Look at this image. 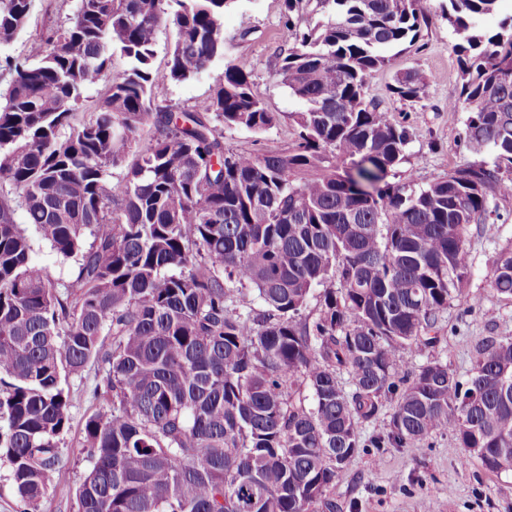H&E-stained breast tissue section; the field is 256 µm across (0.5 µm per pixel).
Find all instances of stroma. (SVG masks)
I'll return each mask as SVG.
<instances>
[{
    "mask_svg": "<svg viewBox=\"0 0 512 512\" xmlns=\"http://www.w3.org/2000/svg\"><path fill=\"white\" fill-rule=\"evenodd\" d=\"M422 7L427 22L417 41L397 47L392 65L374 73L367 85L368 96L385 100L400 73L414 70L425 78L424 101L394 106L395 118L409 128L410 142L403 163L389 175L390 181L418 185L446 174L465 153V115L448 109L449 101L457 99L461 90L448 24L441 16L439 0H423ZM75 9L76 0H33L26 29L0 48V54L25 56L32 41L66 26ZM288 42L282 0H239L224 16L223 58L189 81L156 86L154 102L174 113L191 108L223 83L226 63L243 60L251 72L254 94L269 111L279 113L280 120L258 133L242 127L225 129V148L257 155L290 153L297 127L288 115L301 111L303 104L271 75L274 51L287 47ZM510 242L512 221L486 225L482 233L469 237L468 287L451 303L441 323L442 339L432 351L459 380H467L473 371L474 345L479 338H512V301L499 299L490 290L492 260ZM100 378L99 367L92 363L65 385L71 421L59 444L60 472L37 508H30L17 495L10 464L0 458V512H76L75 492L90 467L83 447L84 426L100 408L92 395ZM333 497L340 512H427L432 501L440 504L441 512H512V472L496 474L478 461H464L453 437H438L410 447L360 453L349 462Z\"/></svg>",
    "mask_w": 512,
    "mask_h": 512,
    "instance_id": "stroma-1",
    "label": "stroma"
}]
</instances>
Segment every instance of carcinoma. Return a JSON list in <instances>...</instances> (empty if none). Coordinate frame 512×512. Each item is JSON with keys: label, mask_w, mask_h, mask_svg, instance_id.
I'll list each match as a JSON object with an SVG mask.
<instances>
[{"label": "carcinoma", "mask_w": 512, "mask_h": 512, "mask_svg": "<svg viewBox=\"0 0 512 512\" xmlns=\"http://www.w3.org/2000/svg\"><path fill=\"white\" fill-rule=\"evenodd\" d=\"M237 2L77 0L67 26L5 57L0 457L33 509L69 429L61 380L91 362L104 371L102 408L84 427L77 512H336L331 491L360 452L448 434L465 460L512 472L511 338L481 339L465 382L437 359L407 370L466 290L471 229L507 220L512 13L501 0H445L461 73L448 111L466 113L470 156L417 188L387 180L410 134L366 86L390 66L387 50L416 39L421 0H283L293 42L272 75L304 109L289 115L293 152L261 156L224 147L226 127L279 122L244 63H228L189 111L152 97L224 55ZM31 6L0 0V45ZM163 26L175 41L156 68ZM116 53L126 68L108 81ZM425 86L406 71L389 92L419 103ZM19 216L78 257L73 278L34 261ZM490 288L512 299V246L495 256ZM386 412L387 430L363 438Z\"/></svg>", "instance_id": "carcinoma-1"}]
</instances>
